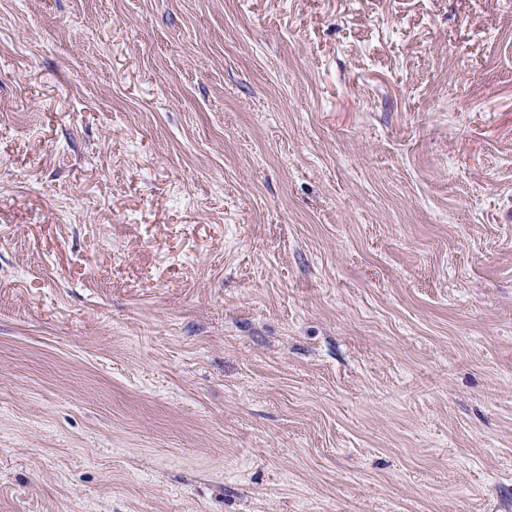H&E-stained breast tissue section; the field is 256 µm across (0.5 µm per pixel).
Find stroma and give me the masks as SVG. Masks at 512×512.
I'll return each instance as SVG.
<instances>
[{
	"instance_id": "35a3bbf8",
	"label": "stroma",
	"mask_w": 512,
	"mask_h": 512,
	"mask_svg": "<svg viewBox=\"0 0 512 512\" xmlns=\"http://www.w3.org/2000/svg\"><path fill=\"white\" fill-rule=\"evenodd\" d=\"M0 512H512V0H0Z\"/></svg>"
}]
</instances>
